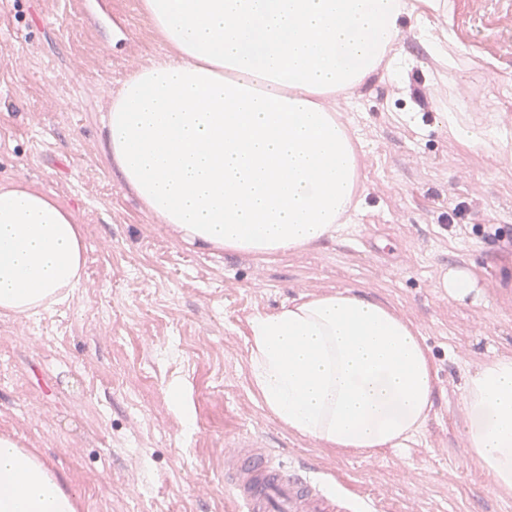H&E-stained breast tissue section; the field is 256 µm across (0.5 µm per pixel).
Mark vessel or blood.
Segmentation results:
<instances>
[{
	"mask_svg": "<svg viewBox=\"0 0 512 512\" xmlns=\"http://www.w3.org/2000/svg\"><path fill=\"white\" fill-rule=\"evenodd\" d=\"M224 484L237 512H380L377 498L332 491L307 464L276 463L266 442L246 436L224 453Z\"/></svg>",
	"mask_w": 512,
	"mask_h": 512,
	"instance_id": "1",
	"label": "vessel or blood"
}]
</instances>
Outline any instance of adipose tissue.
Wrapping results in <instances>:
<instances>
[{
    "label": "adipose tissue",
    "mask_w": 512,
    "mask_h": 512,
    "mask_svg": "<svg viewBox=\"0 0 512 512\" xmlns=\"http://www.w3.org/2000/svg\"><path fill=\"white\" fill-rule=\"evenodd\" d=\"M440 0H141L170 60L135 73L106 119L125 184L189 243L266 258L337 232L361 157L328 99L380 67L399 73L401 21ZM76 214L24 183L0 187V315L32 317L82 281ZM263 405L326 448H403L421 432L435 370L420 332L352 290L251 321ZM464 444L512 496V358L467 374ZM60 473L0 434V512H79Z\"/></svg>",
    "instance_id": "adipose-tissue-1"
}]
</instances>
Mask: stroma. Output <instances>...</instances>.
<instances>
[{
	"label": "stroma",
	"mask_w": 512,
	"mask_h": 512,
	"mask_svg": "<svg viewBox=\"0 0 512 512\" xmlns=\"http://www.w3.org/2000/svg\"><path fill=\"white\" fill-rule=\"evenodd\" d=\"M443 2L426 33L403 20L400 77L379 72L333 103L361 145L350 222L261 260L186 243L109 161L113 99L175 55L140 0H0V186L52 193L86 244L67 301L0 316V433L57 467L80 512H231L224 450L250 435L281 463H309L328 487L378 497L382 512H512L463 441L467 373L512 357V0ZM447 42L461 59L452 71L431 49ZM452 117L487 143L463 146ZM452 222L469 232L451 233ZM479 224L500 227V240ZM451 267L480 272L477 300L440 290ZM345 288L425 338L436 384L407 447H322L272 417L251 386L253 317Z\"/></svg>",
	"instance_id": "35a3bbf8"
}]
</instances>
